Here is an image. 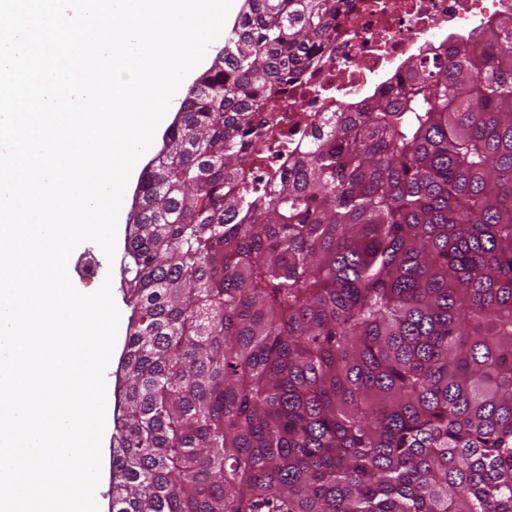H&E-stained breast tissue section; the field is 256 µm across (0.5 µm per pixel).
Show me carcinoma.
Here are the masks:
<instances>
[{"label": "carcinoma", "mask_w": 512, "mask_h": 512, "mask_svg": "<svg viewBox=\"0 0 512 512\" xmlns=\"http://www.w3.org/2000/svg\"><path fill=\"white\" fill-rule=\"evenodd\" d=\"M146 166L112 512H512V15L269 186L355 0H248Z\"/></svg>", "instance_id": "cac0c4a2"}]
</instances>
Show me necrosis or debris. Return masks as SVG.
Wrapping results in <instances>:
<instances>
[{
	"instance_id": "obj_1",
	"label": "necrosis or debris",
	"mask_w": 512,
	"mask_h": 512,
	"mask_svg": "<svg viewBox=\"0 0 512 512\" xmlns=\"http://www.w3.org/2000/svg\"><path fill=\"white\" fill-rule=\"evenodd\" d=\"M512 14V0H356L337 29L332 63L310 73L270 119L272 139L254 178L274 183L292 164L293 148L355 104L362 92L395 86L411 54L477 35L485 23Z\"/></svg>"
}]
</instances>
